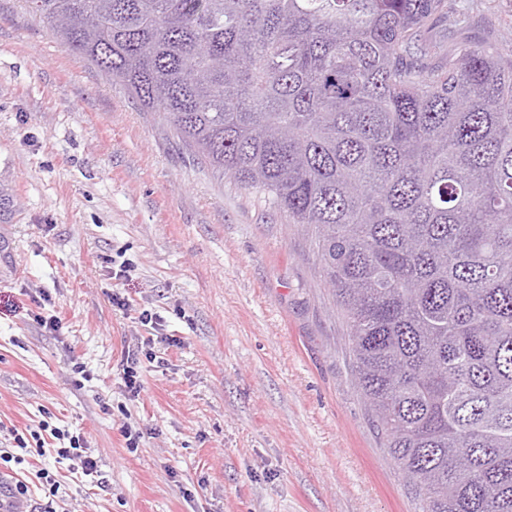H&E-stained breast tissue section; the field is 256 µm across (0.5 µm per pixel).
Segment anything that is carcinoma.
I'll return each instance as SVG.
<instances>
[{
	"mask_svg": "<svg viewBox=\"0 0 512 512\" xmlns=\"http://www.w3.org/2000/svg\"><path fill=\"white\" fill-rule=\"evenodd\" d=\"M186 148L311 231L420 512H512V53L448 0H23ZM422 39L441 43L448 53L458 43L512 48V0H448V15L435 17Z\"/></svg>",
	"mask_w": 512,
	"mask_h": 512,
	"instance_id": "carcinoma-1",
	"label": "carcinoma"
}]
</instances>
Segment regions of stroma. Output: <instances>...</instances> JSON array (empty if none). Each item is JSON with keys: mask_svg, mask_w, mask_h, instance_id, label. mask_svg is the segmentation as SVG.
Listing matches in <instances>:
<instances>
[{"mask_svg": "<svg viewBox=\"0 0 512 512\" xmlns=\"http://www.w3.org/2000/svg\"><path fill=\"white\" fill-rule=\"evenodd\" d=\"M422 38L510 49L512 0H448ZM0 179V444L46 421L98 462L80 481L51 451L17 466L32 501L45 467L58 512H419L310 233L218 179L21 0H0ZM141 349L157 359L134 399L123 359Z\"/></svg>", "mask_w": 512, "mask_h": 512, "instance_id": "stroma-1", "label": "stroma"}]
</instances>
